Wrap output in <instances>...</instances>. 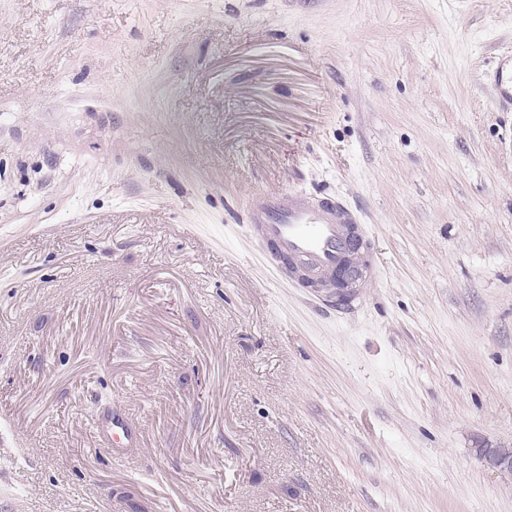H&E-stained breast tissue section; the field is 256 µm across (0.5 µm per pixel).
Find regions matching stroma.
<instances>
[{"instance_id": "35a3bbf8", "label": "stroma", "mask_w": 512, "mask_h": 512, "mask_svg": "<svg viewBox=\"0 0 512 512\" xmlns=\"http://www.w3.org/2000/svg\"><path fill=\"white\" fill-rule=\"evenodd\" d=\"M507 53L512 0H0V512H512ZM284 191L367 224L349 303ZM510 61V68L506 62ZM492 83L495 90V103L506 111L512 109V57L507 56V60L500 64L493 74ZM254 229L261 238L276 243L299 267L318 275L337 271L352 275L345 264L350 227L356 228L362 249L369 233L361 228L354 212L336 200L311 199L291 193L276 197L254 194L248 200ZM343 265V266H342ZM98 427L102 437L112 441V450L115 453L123 451L134 439V432L123 417L112 416L108 424L102 422ZM476 454L486 467L496 470L511 482L512 448H480Z\"/></svg>"}]
</instances>
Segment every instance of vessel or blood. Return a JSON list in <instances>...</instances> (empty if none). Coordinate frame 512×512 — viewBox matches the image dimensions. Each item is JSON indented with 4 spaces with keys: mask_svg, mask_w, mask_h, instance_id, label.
<instances>
[{
    "mask_svg": "<svg viewBox=\"0 0 512 512\" xmlns=\"http://www.w3.org/2000/svg\"><path fill=\"white\" fill-rule=\"evenodd\" d=\"M495 102L512 109V67L499 65L493 74ZM254 228L261 238L276 243L299 267L318 275H331L345 264L354 212L342 202L311 199L284 193L276 197L252 195L248 200ZM103 438L111 439L114 452H121L134 439L123 417L100 424Z\"/></svg>",
    "mask_w": 512,
    "mask_h": 512,
    "instance_id": "b4317fda",
    "label": "vessel or blood"
}]
</instances>
